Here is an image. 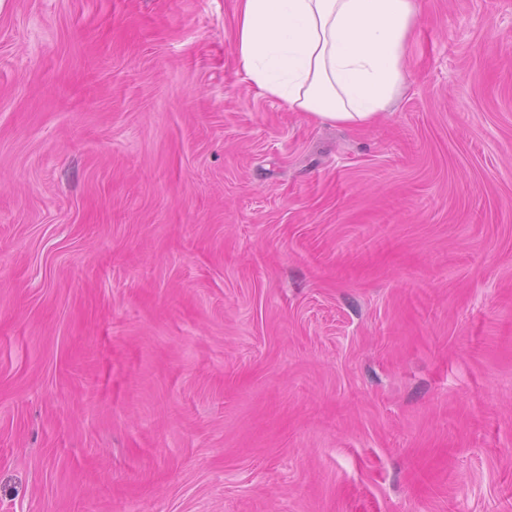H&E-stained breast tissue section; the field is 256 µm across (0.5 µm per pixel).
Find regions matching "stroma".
Segmentation results:
<instances>
[{"label": "stroma", "instance_id": "obj_1", "mask_svg": "<svg viewBox=\"0 0 512 512\" xmlns=\"http://www.w3.org/2000/svg\"><path fill=\"white\" fill-rule=\"evenodd\" d=\"M235 7L0 0V512H512V0L362 128Z\"/></svg>", "mask_w": 512, "mask_h": 512}]
</instances>
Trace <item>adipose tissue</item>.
Listing matches in <instances>:
<instances>
[{"instance_id":"adipose-tissue-1","label":"adipose tissue","mask_w":512,"mask_h":512,"mask_svg":"<svg viewBox=\"0 0 512 512\" xmlns=\"http://www.w3.org/2000/svg\"><path fill=\"white\" fill-rule=\"evenodd\" d=\"M415 0H237L235 55L262 95L367 126L400 92Z\"/></svg>"}]
</instances>
